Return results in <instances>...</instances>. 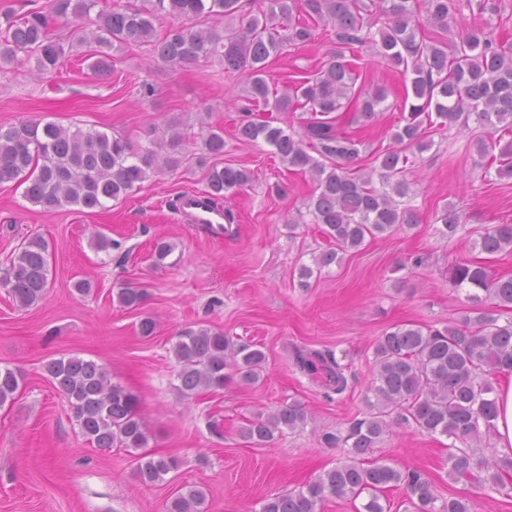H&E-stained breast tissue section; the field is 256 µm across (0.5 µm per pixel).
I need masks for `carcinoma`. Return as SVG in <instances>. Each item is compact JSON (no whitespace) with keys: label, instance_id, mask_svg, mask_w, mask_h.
<instances>
[{"label":"carcinoma","instance_id":"1","mask_svg":"<svg viewBox=\"0 0 512 512\" xmlns=\"http://www.w3.org/2000/svg\"><path fill=\"white\" fill-rule=\"evenodd\" d=\"M47 4V10L33 9L23 17L9 7L0 9V70L32 58L40 72L57 70L66 48L50 34V19L81 18L96 7V29L89 35L74 30L69 49L94 41L99 71L111 68L108 50L115 44L137 43L165 62L212 59L225 71L248 77L250 100L271 112L242 123L240 137L264 142L282 162L309 174L315 191L308 215L335 243L313 257V266L299 267L303 288L340 261L339 254L363 246L369 237L415 224L412 209L401 206L409 192L403 173L405 151L430 146L424 125L466 129L469 122L476 123L483 134L466 145V151L477 154L475 165L486 175L493 169L500 178L512 177V42L502 34L503 26L464 17L466 8L480 15L497 12L489 0H263L266 8L251 17L239 13L240 0H125L112 9L100 6V0ZM162 12L170 23L159 32L152 17ZM186 17L196 20L194 28L180 24ZM221 17L232 23L219 31L210 22ZM321 23L331 27L336 51L313 77L271 94L265 79L270 57L287 44L314 40ZM427 25L447 33L448 39L430 38ZM362 49L400 72L413 96L393 133L394 146L377 154L367 171L354 167L359 142L339 129L341 113L351 110L352 120L368 122L387 99L383 90L355 89L361 73L345 60V52ZM305 107L311 117L301 130L280 126L279 113ZM168 134L152 148H136L123 137L93 129L72 131L53 122L0 126V184L24 180L26 198L45 212L66 205L90 213L103 210L106 202L126 196L161 165L179 166L183 136L173 125ZM204 147L213 156L223 155L224 136L209 131ZM252 178L245 167L214 164L206 174L208 193L226 199ZM438 220L449 237L465 228L463 214L454 208L444 209ZM474 244L486 254L512 252V224L483 229ZM49 272L48 245L35 237L0 267V287L27 309L46 295ZM448 283L465 294L474 316L459 325L404 323L386 330L375 344L369 412L343 432L318 436L324 447L344 449V460L299 489L266 499L261 512H319L330 497L354 503L363 495L366 500L356 512H391L387 492L395 488L404 490L405 512H472L465 496L438 500L430 479L417 468L366 460L393 423L447 437L452 480L506 488L512 457L489 460L482 448L495 435L494 380L512 374V316L501 319L512 313V277H496L479 262H461L448 267ZM143 297L133 288L117 292L119 304L127 308L139 306ZM172 352L180 391L187 397L222 390L233 381L255 385L263 377L265 354L221 331L188 330L177 336ZM296 364L329 393L340 395L348 388L346 365L329 351L298 352ZM45 371L69 403L83 436L100 452L146 447L136 396L112 382L103 366L68 357L50 360ZM22 381L19 372L0 369V407L14 400ZM308 419L302 404L292 401L258 415L241 434L262 445L277 432L306 426ZM177 467L170 456L143 454L136 473L141 483L151 485ZM167 512H206L204 492L194 485L181 487Z\"/></svg>","mask_w":512,"mask_h":512}]
</instances>
